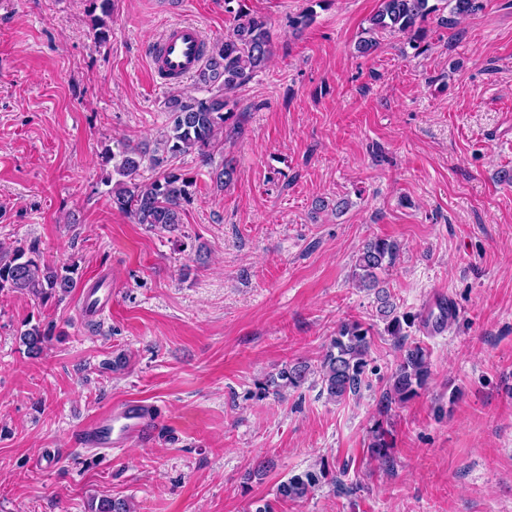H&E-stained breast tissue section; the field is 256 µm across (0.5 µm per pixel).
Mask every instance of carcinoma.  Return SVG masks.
I'll use <instances>...</instances> for the list:
<instances>
[{
	"mask_svg": "<svg viewBox=\"0 0 512 512\" xmlns=\"http://www.w3.org/2000/svg\"><path fill=\"white\" fill-rule=\"evenodd\" d=\"M97 14L92 16L96 39L107 37V19L112 15V0H90ZM224 11L234 14L232 35L204 51L205 62L194 75L206 88L204 98L172 93L163 101L168 126L157 146L150 150L130 141L118 145L117 151L105 156L112 164L103 181L110 186L108 199L113 208L130 215L138 224L171 228L181 223L183 204L188 202L196 181L184 173L176 161L190 154L202 158L223 142L224 126L235 117L227 94L245 84L268 63L273 45L267 20L243 9L242 0H224ZM437 11L430 0H380L377 11L368 19L367 36L357 43L362 55L376 51L377 35L398 32L406 35L415 54L426 51L427 30L424 23ZM313 7L288 18L289 26L301 31L314 21ZM149 165L155 175L140 181V170ZM401 245L387 238L368 240L356 255L352 278L357 286L374 292L377 316L385 322V331L397 340L407 337L414 316L397 313V305L383 286L379 273L395 264ZM72 266L51 265L41 259L35 247L22 244L0 250V292L28 293L47 302L63 300L75 287ZM53 325L40 322L20 332L27 354H41L52 340ZM371 328L357 321L343 322L336 329L318 366L323 390L340 402L360 394L369 365ZM310 368L298 363L269 380L275 388L298 387L307 379ZM431 367L426 348L418 343L408 346L391 375L384 398L386 404L404 402L424 388ZM324 477L323 471L307 470L282 482L277 492L290 500L303 499Z\"/></svg>",
	"mask_w": 512,
	"mask_h": 512,
	"instance_id": "obj_1",
	"label": "carcinoma"
}]
</instances>
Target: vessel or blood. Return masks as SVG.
<instances>
[{
  "label": "vessel or blood",
  "instance_id": "obj_1",
  "mask_svg": "<svg viewBox=\"0 0 512 512\" xmlns=\"http://www.w3.org/2000/svg\"><path fill=\"white\" fill-rule=\"evenodd\" d=\"M203 41L201 30L194 24L170 25L152 49L154 72L167 82L189 78L204 60ZM149 420L145 405L126 401L117 409L97 415L87 425L85 438L90 444L109 449L142 438Z\"/></svg>",
  "mask_w": 512,
  "mask_h": 512
}]
</instances>
